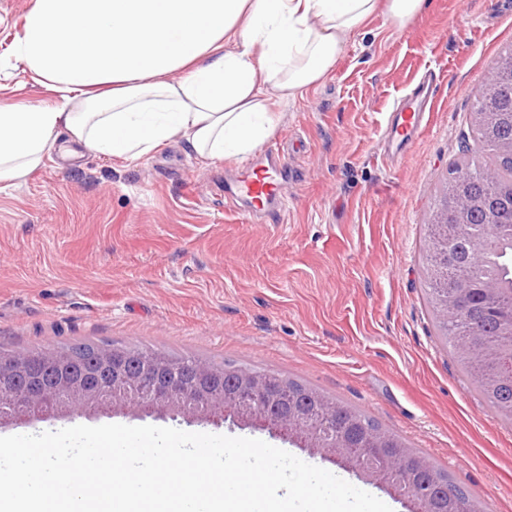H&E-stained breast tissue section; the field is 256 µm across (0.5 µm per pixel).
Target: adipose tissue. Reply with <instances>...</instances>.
Returning <instances> with one entry per match:
<instances>
[{"label":"adipose tissue","mask_w":512,"mask_h":512,"mask_svg":"<svg viewBox=\"0 0 512 512\" xmlns=\"http://www.w3.org/2000/svg\"><path fill=\"white\" fill-rule=\"evenodd\" d=\"M427 0H36L11 56L57 95L0 110V184L59 137L134 165L182 139L246 160L320 84L375 13L398 27Z\"/></svg>","instance_id":"ef3b65f1"}]
</instances>
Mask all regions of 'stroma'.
<instances>
[{"label":"stroma","instance_id":"stroma-1","mask_svg":"<svg viewBox=\"0 0 512 512\" xmlns=\"http://www.w3.org/2000/svg\"><path fill=\"white\" fill-rule=\"evenodd\" d=\"M34 0H0V107L53 105L8 48ZM512 44V0H428L398 27L378 13L256 152L285 156L282 204L248 222L224 187L245 165L172 142L138 165L84 151L0 189V347H147L263 368L361 409L441 468L477 512H512V425L440 339L423 290V226L473 133L487 66ZM440 83L402 160L380 150L396 102ZM255 438L390 505H409L268 429L156 413H71L0 436L76 425Z\"/></svg>","mask_w":512,"mask_h":512}]
</instances>
